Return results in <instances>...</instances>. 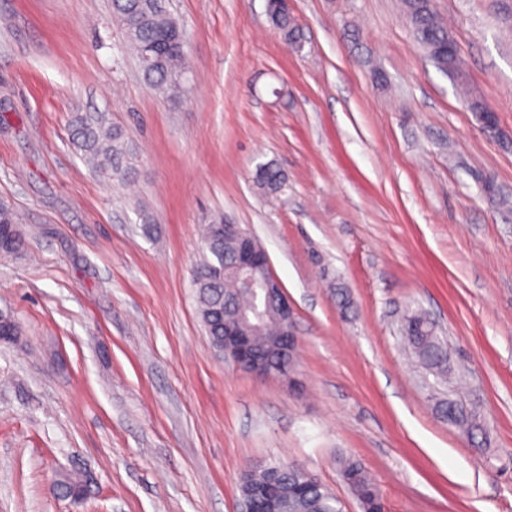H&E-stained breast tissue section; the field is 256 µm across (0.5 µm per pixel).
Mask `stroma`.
<instances>
[{
    "mask_svg": "<svg viewBox=\"0 0 512 512\" xmlns=\"http://www.w3.org/2000/svg\"><path fill=\"white\" fill-rule=\"evenodd\" d=\"M186 92L144 80L112 0H0V512H239L251 464L306 469L361 512H512V0H435L464 83L415 40L403 0H166ZM495 112L484 131L469 99ZM120 127L135 178L89 168L80 113ZM286 178L278 200L259 169ZM266 250L294 308L297 387L238 370L197 312L201 227ZM348 304L339 306L337 293ZM438 323L461 380L435 383L399 319ZM476 409L467 434L437 410ZM84 469L91 498L56 487ZM269 17L272 24L287 41L292 43L301 41L300 30L293 22L292 16L288 11L276 10ZM16 217L13 208L8 202L0 201V228L10 229L11 233L2 238L0 242V254H10L17 251L22 243L21 232L13 233L17 228ZM18 229V228H17ZM340 470L345 483L356 496L361 508L365 512H377L383 501L365 466L359 460L342 458ZM381 511L386 512V509L382 507Z\"/></svg>",
    "mask_w": 512,
    "mask_h": 512,
    "instance_id": "35a3bbf8",
    "label": "stroma"
}]
</instances>
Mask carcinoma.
<instances>
[{"mask_svg": "<svg viewBox=\"0 0 512 512\" xmlns=\"http://www.w3.org/2000/svg\"><path fill=\"white\" fill-rule=\"evenodd\" d=\"M407 18L415 39L442 72L461 78L462 70L456 61L439 54V48L451 36L439 20L432 0H404ZM113 12L122 29L125 42L135 52L142 75L153 87L176 96L181 93L184 60V32L178 21L166 11L162 0H113ZM272 24L283 37L301 41L300 30L289 12L277 10L270 15ZM72 139L87 161L101 172L126 180L131 176L128 165L130 150L123 131L109 126L101 116L78 115L72 123ZM260 189L269 195L281 191L285 176L273 166H265L257 175ZM203 260L196 266L193 279L198 313L209 338L224 332V322L237 317L242 308L259 310L255 332L259 344L279 333V321L270 303H259L257 295L242 291L230 269L214 268V258L220 253L224 263L232 261L224 242L214 238L212 224L204 225L202 235ZM402 335L417 362L444 379L452 369L448 363V347L432 329L427 317L412 312L402 324ZM441 413L452 423L471 433L478 429L474 410L455 399L439 404ZM342 477L356 496L364 512H377L382 498L365 466L353 458L340 460ZM288 484L296 490L291 512H341L339 500L321 482L309 481V472L294 467L288 473Z\"/></svg>", "mask_w": 512, "mask_h": 512, "instance_id": "cac0c4a2", "label": "carcinoma"}]
</instances>
